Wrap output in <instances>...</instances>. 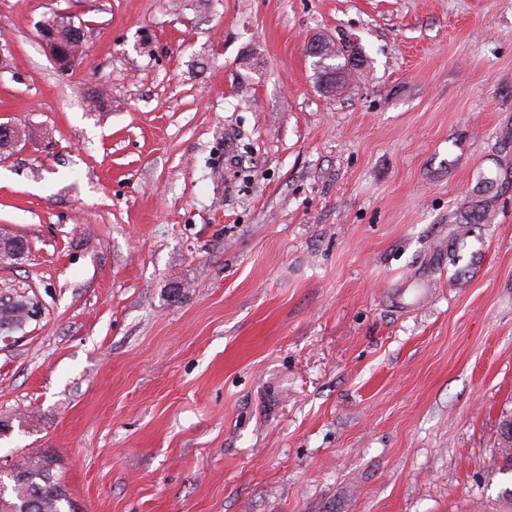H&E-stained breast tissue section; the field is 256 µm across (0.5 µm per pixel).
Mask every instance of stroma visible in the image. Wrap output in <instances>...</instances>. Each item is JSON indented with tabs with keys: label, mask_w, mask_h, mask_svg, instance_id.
Masks as SVG:
<instances>
[{
	"label": "stroma",
	"mask_w": 512,
	"mask_h": 512,
	"mask_svg": "<svg viewBox=\"0 0 512 512\" xmlns=\"http://www.w3.org/2000/svg\"><path fill=\"white\" fill-rule=\"evenodd\" d=\"M1 44L0 463L79 512H512V0H0ZM54 17H59L60 20L55 23V41L58 47L70 55L76 57L83 53V42L77 38L75 30L79 26L72 21L70 16L63 14H55ZM307 54L312 58H317L320 65L330 62L336 55L341 52L336 47V43L326 37H315L307 44ZM26 305L22 303L13 304V301L8 304L0 302V326L6 324L13 329L21 330L30 318L22 311Z\"/></svg>",
	"instance_id": "1"
}]
</instances>
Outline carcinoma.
<instances>
[{
  "instance_id": "obj_1",
  "label": "carcinoma",
  "mask_w": 512,
  "mask_h": 512,
  "mask_svg": "<svg viewBox=\"0 0 512 512\" xmlns=\"http://www.w3.org/2000/svg\"><path fill=\"white\" fill-rule=\"evenodd\" d=\"M78 26L71 17L59 15L55 23L58 47L76 57L83 53V42L77 38ZM22 303L0 302V325L22 329L29 317ZM55 456L48 452H31L12 465L13 476L0 481V512H75L66 485L58 477Z\"/></svg>"
}]
</instances>
